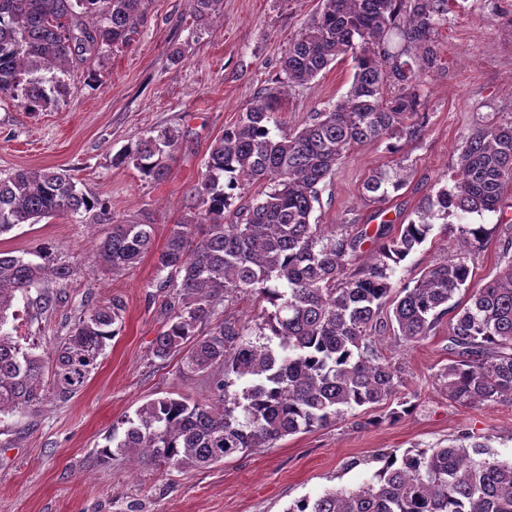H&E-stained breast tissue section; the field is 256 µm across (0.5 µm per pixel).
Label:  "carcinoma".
Wrapping results in <instances>:
<instances>
[{
  "mask_svg": "<svg viewBox=\"0 0 512 512\" xmlns=\"http://www.w3.org/2000/svg\"><path fill=\"white\" fill-rule=\"evenodd\" d=\"M148 0H0V97L29 111L47 110L66 89L75 64L125 44ZM447 0H322L297 34L283 76L211 145L193 189L192 212L172 225L157 253L167 294L165 330L153 355L181 356L185 373H210L204 401L179 395L150 400L126 420L122 439L102 450L168 469H203L239 452L271 448L289 435L323 428L357 408L387 403L400 386L378 350L380 333L412 346L451 316L448 364L437 374L448 402L464 407L512 402V256L471 285L468 259L491 231L466 222L500 211L512 189V121L483 125L460 149L452 185L428 201L419 222L401 225L361 259L363 235L351 225L313 222L321 184L355 147L416 139L422 65L437 61L434 37ZM222 0H190L197 25L220 14ZM355 64L352 84L333 106L302 126L284 129L278 104L286 89L315 79L338 58ZM180 131L152 130L115 159L159 181ZM264 190L232 207L237 191ZM405 184L401 170L376 171L362 186L371 202ZM108 224L97 257L114 273L154 247L155 224L112 218L108 202L85 191L68 170L21 169L0 178V235L55 215ZM453 216L454 258L396 288L395 265L429 238L435 215ZM75 269L43 247L30 257L0 250V417L35 412L47 396L66 401L87 383L116 336L122 304L95 305L68 334L37 353L22 349L6 328L17 294L36 293V313L51 309ZM247 298L261 308L251 323L219 317ZM209 324L205 335L198 327ZM256 340H251V337ZM488 438L467 433L458 443L385 456L383 467L356 489L303 497L288 512H512V459Z\"/></svg>",
  "mask_w": 512,
  "mask_h": 512,
  "instance_id": "carcinoma-1",
  "label": "carcinoma"
}]
</instances>
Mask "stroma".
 Returning <instances> with one entry per match:
<instances>
[{
	"instance_id": "obj_1",
	"label": "stroma",
	"mask_w": 512,
	"mask_h": 512,
	"mask_svg": "<svg viewBox=\"0 0 512 512\" xmlns=\"http://www.w3.org/2000/svg\"><path fill=\"white\" fill-rule=\"evenodd\" d=\"M320 0H223L222 15L198 29L188 0H148L132 40L75 65L68 90L45 111L30 112L0 97V176L18 169L63 167L79 187L104 194L114 219L150 218L154 252L119 274L102 267L92 243L108 230L56 216L0 236V249L23 256L42 246L72 263L77 275L56 306L28 314L14 303L9 331L22 344L65 335L89 307L112 299L124 305L120 331L85 387L68 401L50 399L32 415L0 418V512H287L298 499L353 489L381 468L383 454L429 449L464 432L491 438L499 458L512 457V404L467 408L441 395L436 376L448 362V326L421 344L380 347L397 368L415 406L398 421L370 425L357 409L326 427L288 436L274 447L238 453L200 470L145 468L100 451L112 432L145 402L178 394L202 401L206 373L186 375L179 358L154 357L152 342L167 315L156 288V250L172 224L188 212L189 197L214 140L259 92L280 75L290 43L318 11ZM437 61L418 87L425 128L420 139L355 148L328 178L313 217L331 227L351 224L392 232L417 220L427 197L449 184L460 146L478 126L512 119V0H448L436 36ZM352 58L332 63L307 84L289 89L279 113L286 126L302 124L348 91ZM178 128L181 138L168 175L144 180L116 154L150 130ZM405 167L406 183L382 202L364 199L362 185L376 170ZM493 234L472 266L479 282L494 275L512 239V192L500 213L483 218ZM429 240L396 268L395 285L414 283L448 257L442 219Z\"/></svg>"
}]
</instances>
